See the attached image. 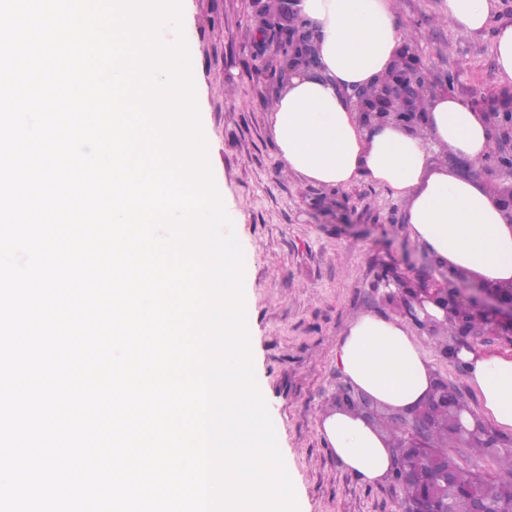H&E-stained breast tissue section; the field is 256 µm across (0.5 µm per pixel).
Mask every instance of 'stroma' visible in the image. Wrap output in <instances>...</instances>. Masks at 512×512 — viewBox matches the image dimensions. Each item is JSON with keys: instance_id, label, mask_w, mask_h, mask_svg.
<instances>
[{"instance_id": "obj_1", "label": "stroma", "mask_w": 512, "mask_h": 512, "mask_svg": "<svg viewBox=\"0 0 512 512\" xmlns=\"http://www.w3.org/2000/svg\"><path fill=\"white\" fill-rule=\"evenodd\" d=\"M398 24L426 63L429 86L450 88L476 105H512V83L494 62L492 30L457 34L446 0H393ZM291 22L288 0H184L183 35L201 87L200 120L208 159L246 256L244 308L257 386L275 426L298 512H402L393 481L359 483L319 433L344 377L336 348L350 322L370 312L401 317L378 283L379 268L405 279L432 261L412 238L403 205L367 179L336 190L286 171L267 114L283 79L274 48L256 40L265 12ZM419 342L437 375L469 407L475 394L464 367L435 339Z\"/></svg>"}]
</instances>
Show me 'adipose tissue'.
<instances>
[{
	"mask_svg": "<svg viewBox=\"0 0 512 512\" xmlns=\"http://www.w3.org/2000/svg\"><path fill=\"white\" fill-rule=\"evenodd\" d=\"M449 25L474 35L494 31L497 72L512 81V23L493 25L491 0H446ZM297 13L314 45L316 62L288 70L269 128L283 167L327 188L360 178L388 189L404 205L413 239L445 272L482 283L512 284V224L479 172L492 134L472 104L440 93L422 108L416 130L365 125L348 96L384 81L394 70L407 32L398 26L393 0H299ZM455 165L445 163V155ZM478 411L475 421L512 435V353L459 349ZM346 381L382 405L405 410L428 398L435 374L422 346L402 320L364 313L336 349ZM319 431L360 482L387 479L390 443L355 412L328 411Z\"/></svg>",
	"mask_w": 512,
	"mask_h": 512,
	"instance_id": "obj_1",
	"label": "adipose tissue"
}]
</instances>
